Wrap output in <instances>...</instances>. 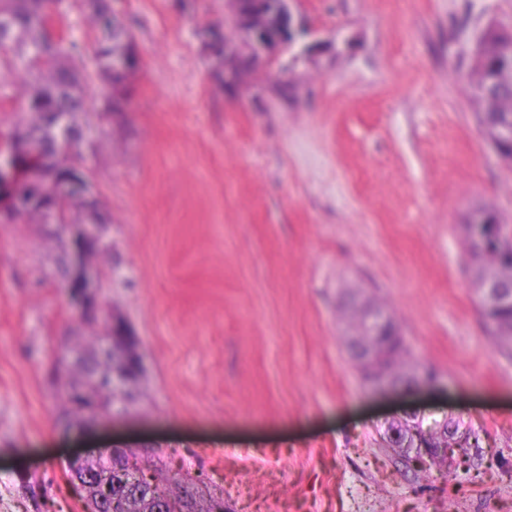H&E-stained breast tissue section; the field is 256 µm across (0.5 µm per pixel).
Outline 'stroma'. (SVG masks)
<instances>
[{
	"label": "stroma",
	"instance_id": "stroma-1",
	"mask_svg": "<svg viewBox=\"0 0 512 512\" xmlns=\"http://www.w3.org/2000/svg\"><path fill=\"white\" fill-rule=\"evenodd\" d=\"M140 66L123 112L87 86L100 310L57 277L59 225L0 222V512H84L63 460L136 447L224 512H512V356L479 313L463 222H512V163L476 123L472 55L512 0H293L306 31L225 91L201 34L227 0H114ZM399 319L441 389L363 386L342 295ZM122 321L138 398L65 427L52 369ZM463 420L481 445L424 477L388 420ZM472 222H479L478 224H489L495 228L497 237H502L504 243L500 244L503 247H511L512 250V224H507L506 219L495 209L480 207L468 213L464 220L466 224ZM511 242V244H510Z\"/></svg>",
	"mask_w": 512,
	"mask_h": 512
}]
</instances>
